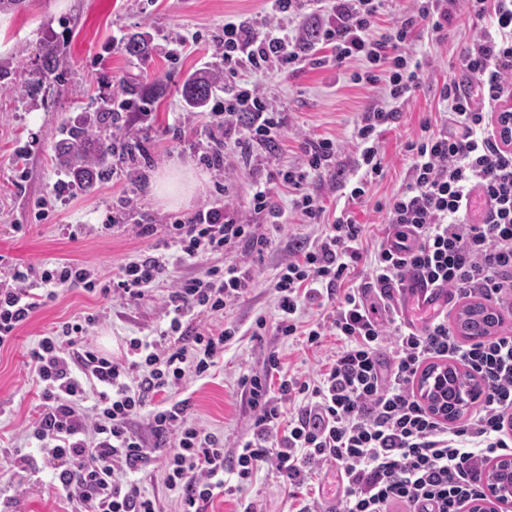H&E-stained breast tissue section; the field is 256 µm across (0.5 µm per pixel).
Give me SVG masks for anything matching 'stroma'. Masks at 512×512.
I'll list each match as a JSON object with an SVG mask.
<instances>
[{
	"label": "stroma",
	"mask_w": 512,
	"mask_h": 512,
	"mask_svg": "<svg viewBox=\"0 0 512 512\" xmlns=\"http://www.w3.org/2000/svg\"><path fill=\"white\" fill-rule=\"evenodd\" d=\"M269 12V0H26L23 9L1 13L0 64L9 67L11 75L0 85V255L17 263L75 260L109 277L151 243L121 231L95 232V225L107 214H115L123 224L161 227L219 202L231 210L242 209L252 191L248 167L234 158L219 170L201 163L208 146L206 119L198 115L178 125L185 110L181 89L193 71L221 68L214 47L224 36L225 17L258 22ZM471 25V18L460 17L449 27L444 45L427 28L417 29L416 48L435 56L438 78L452 73L464 79L460 58ZM137 32L153 45L148 59L125 50L128 36ZM48 37L58 42L65 67L57 81L35 87L29 84L28 73L38 67L39 47ZM265 87L287 112L288 126L277 149L260 150L261 162L270 168L298 165L301 155L295 134L300 130L343 142L335 175H323L312 185L328 210L343 209L360 176L359 156L350 141L370 101L369 92L354 85L347 73L310 59L296 72L267 79ZM151 88L156 91L151 117L130 115L104 130L125 142H141L142 154L132 161L113 159V178L99 181L93 192L79 190L65 200L55 198L53 187L65 175L55 153L64 122L112 97L142 96ZM438 110L433 91L421 90L382 134L385 176L369 201L352 208L356 220L365 224L369 241L381 240L388 229L376 203L388 202L407 182V140L419 134L421 123ZM184 167L193 173L196 185L188 202L174 206L155 194L153 182L157 175ZM41 200L51 213L39 221L34 214ZM17 224L24 225V232H14ZM70 224H85L89 230L73 239L66 231ZM320 232V225L293 223L275 233L271 247L254 260L256 288L223 314L240 330L226 348L223 363L212 377L187 382L174 395L175 400H189L192 415L223 438L225 456H235L238 443L251 435L252 413L238 386L242 375L263 373L269 355L275 354L292 369L313 376L342 346L329 336L314 352L301 340L278 336L274 330L256 337L251 329L258 315L276 318L270 284L289 241L298 234L314 238ZM83 310L100 313L102 344L115 358L122 355L125 338L152 333L160 325L155 302L129 306L69 288L19 327L13 343L0 351V501L12 495L14 484L24 483L23 512L66 508L54 497L47 471L35 465L20 471L10 457L17 451L28 452L26 425L40 403L30 353L48 329ZM251 502L259 512H292L294 507L281 491L277 475L263 468L243 491L216 498L212 510L244 512Z\"/></svg>",
	"instance_id": "1"
}]
</instances>
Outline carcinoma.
Returning <instances> with one entry per match:
<instances>
[{"instance_id":"1","label":"carcinoma","mask_w":512,"mask_h":512,"mask_svg":"<svg viewBox=\"0 0 512 512\" xmlns=\"http://www.w3.org/2000/svg\"><path fill=\"white\" fill-rule=\"evenodd\" d=\"M41 63L32 73L33 81L43 83L54 80L59 75L61 58L57 44L46 40L41 46ZM220 75L207 71L189 76L183 83L182 94L187 110L193 112L205 107L212 89L219 82ZM112 121V108L103 105L94 117H84L65 124L64 138L56 148L58 164L69 174L73 185L91 190L96 180L109 171L114 147L112 139L102 136L97 128ZM456 325L459 332L468 338L489 336L497 327L493 309L483 303L467 304L458 313ZM475 390L473 377L456 365H448L445 371L444 386L423 396L427 407L446 402L453 406L451 415L459 417L468 403L463 394ZM495 491L502 499L512 496V471H498L494 474Z\"/></svg>"}]
</instances>
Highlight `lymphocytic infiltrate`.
<instances>
[{
  "mask_svg": "<svg viewBox=\"0 0 512 512\" xmlns=\"http://www.w3.org/2000/svg\"><path fill=\"white\" fill-rule=\"evenodd\" d=\"M321 2L274 0L276 15L297 17L291 28L225 20L217 45L224 106L209 115L205 161L223 166L229 148L249 164L258 147L274 144L288 115L263 79L321 46L330 49L336 69L359 63L352 83L374 92L354 135L363 174L348 196L350 204H363L384 176L381 134L433 67L412 48L416 28L426 25L445 41L449 25L467 10L476 21L461 59L470 80L452 77L439 89L449 131L426 125L405 145L412 157L408 181L386 206L395 243L368 245L364 225L348 212L322 223L325 208L308 186L330 170L341 146L304 134L301 166L259 169L247 212L217 205L162 230L132 225L135 237L160 231L165 237L122 263L111 283L72 260L22 265L0 255L7 273L0 283V349L61 289L116 295L133 305L159 284L168 286L163 327L127 339L124 356L107 358L95 349L89 335L100 322L96 312L76 313L31 353L41 410L29 427L36 453L22 461H41L54 496L70 512H161L136 478L157 456L178 512H207L215 497L235 493L226 475L243 483L264 467L279 474L297 502L294 512H318V497L304 486L310 474L329 469L341 480L338 512H468L485 496L486 464L512 456V335L464 343L445 314L411 328L392 303L411 274L458 298L478 297L512 312V148L502 146L494 124L496 110L512 98V0H421L417 12L386 28L379 20L390 0H333L328 12L304 20L305 7ZM280 188L293 196L290 211L274 200ZM476 192L488 206L473 222L468 211ZM290 212L321 222L322 230L289 245L272 284L277 321L257 316L253 333L271 325L314 351L328 336L343 346L312 378L285 369L274 354L264 373L242 377L253 432L228 460L223 440L192 418L187 401L171 396L188 377L209 376L238 335V326L215 319L255 288L249 256L271 246ZM255 214L272 217V224L253 223ZM224 252L234 255L228 264L194 276L176 273ZM365 258L363 274L358 265ZM311 305L317 319H302ZM385 348L390 358H382ZM432 360L458 362L482 383L479 404L458 425L438 418L415 393L422 366ZM140 416L147 419L142 431L132 426Z\"/></svg>",
  "mask_w": 512,
  "mask_h": 512,
  "instance_id": "obj_1",
  "label": "lymphocytic infiltrate"
}]
</instances>
